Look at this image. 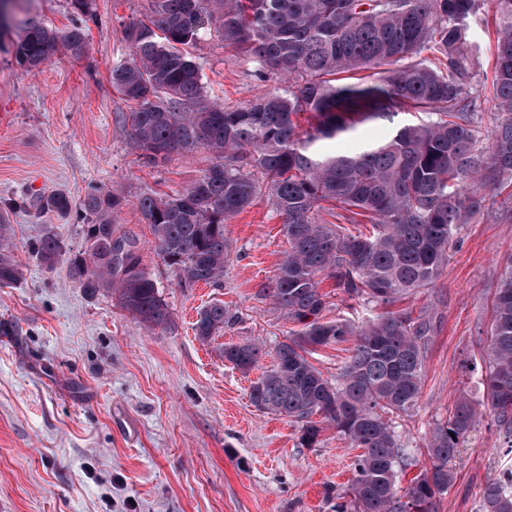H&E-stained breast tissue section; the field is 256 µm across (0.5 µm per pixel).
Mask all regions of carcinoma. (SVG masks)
I'll return each mask as SVG.
<instances>
[{
    "mask_svg": "<svg viewBox=\"0 0 512 512\" xmlns=\"http://www.w3.org/2000/svg\"><path fill=\"white\" fill-rule=\"evenodd\" d=\"M489 2V90L473 84L481 46L469 36V19L484 0H149L147 15L125 27L128 57L112 64V88L131 106L124 128L144 164L160 167L202 150L215 158L191 185L138 199L154 250L179 271L181 286L223 283L230 256L224 224L259 196L282 218L288 251L271 297L299 330L276 347L250 399L298 423L309 448L327 426L361 450L334 512H438L454 481L449 463L483 412L498 422L501 447L512 450L511 256L492 301L482 400L459 399L431 434L429 466L399 487L410 462L395 418L416 408L435 325L427 310L415 316L393 306L435 287L453 238L494 208L486 189L512 180V0ZM207 30L251 56L258 75L272 72L285 86L236 107L216 102L189 51ZM86 46L80 25L29 22L12 51L19 66L35 70L57 55L79 59ZM361 69L370 80L336 79ZM489 99L494 130L485 136ZM411 110L416 120L395 121ZM300 113L314 119L303 134L294 122ZM365 120L389 122L392 131L352 153L328 149ZM124 202L101 188L85 195L79 210L89 252L69 260L70 276L90 294L115 295L147 328L167 329L171 312L136 242L112 224ZM322 202L334 207L336 223H319ZM45 209L66 216L74 205L59 192L38 200L36 210ZM355 215L368 218L372 231L351 232L345 223ZM10 235L9 208H0L5 286L18 277ZM36 250L50 267L61 256L51 236ZM325 276L349 299L386 311L361 323L324 319ZM234 321L224 304L212 303L199 312L195 335L207 341ZM346 342L351 355L333 383L308 355ZM262 355L253 342L224 346V359L244 373ZM481 512H512V470L484 487Z\"/></svg>",
    "mask_w": 512,
    "mask_h": 512,
    "instance_id": "carcinoma-1",
    "label": "carcinoma"
}]
</instances>
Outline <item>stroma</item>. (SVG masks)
Returning a JSON list of instances; mask_svg holds the SVG:
<instances>
[{"instance_id":"1","label":"stroma","mask_w":512,"mask_h":512,"mask_svg":"<svg viewBox=\"0 0 512 512\" xmlns=\"http://www.w3.org/2000/svg\"><path fill=\"white\" fill-rule=\"evenodd\" d=\"M146 9L147 0H94L86 20L72 0H18L15 25L0 34V206L56 192L77 204L94 187L123 196L113 222L136 240L173 319L151 330L110 294L88 296L68 271L69 257L88 248L82 223L17 211L11 240L21 276L0 285V512H331L328 495L348 489L357 449L331 428L319 445L304 447L296 423L259 411L249 397L276 345L295 329L269 295L288 249L271 200L258 197L225 224L231 254L219 288L180 287L137 208L142 193L187 186L212 161L202 151L152 168L131 149L121 122L129 107L109 73L128 52L126 25ZM24 21L59 29L83 23L84 57L20 67L11 44ZM191 53L224 105L279 86L275 76H257L218 33ZM46 236L65 251L51 268L35 249ZM511 256L512 223L489 213L462 228L436 287L404 302L435 312L437 328L417 406L396 420L415 460L402 481L427 463L430 434L459 398L482 397L492 300ZM218 301L237 320L200 341L197 313ZM247 340L264 354L245 373L223 351ZM451 468L455 479L439 512H479L485 485L512 469L494 417L466 435Z\"/></svg>"}]
</instances>
